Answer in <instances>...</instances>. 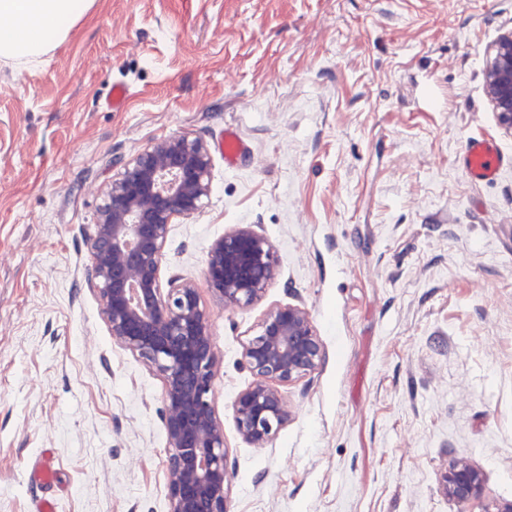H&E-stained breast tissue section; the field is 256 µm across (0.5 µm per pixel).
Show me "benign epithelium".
Wrapping results in <instances>:
<instances>
[{
  "mask_svg": "<svg viewBox=\"0 0 512 512\" xmlns=\"http://www.w3.org/2000/svg\"><path fill=\"white\" fill-rule=\"evenodd\" d=\"M484 85L500 127L512 136V29L492 46ZM210 168L198 138L177 132L153 142L107 184L88 240V281L112 339L163 382L169 512H227L230 474L224 425L213 405L219 360L210 313L193 284L171 280L165 288L161 281L170 224L200 209L211 189ZM206 273L224 307L245 306L263 297L279 258L267 237L242 224L210 245ZM241 355L254 381L235 398L236 429L243 442L264 448L288 424L279 386L312 375L324 347L309 311L288 303L264 315L242 341ZM442 489L468 512L483 497L484 477L456 460Z\"/></svg>",
  "mask_w": 512,
  "mask_h": 512,
  "instance_id": "7a95c632",
  "label": "benign epithelium"
}]
</instances>
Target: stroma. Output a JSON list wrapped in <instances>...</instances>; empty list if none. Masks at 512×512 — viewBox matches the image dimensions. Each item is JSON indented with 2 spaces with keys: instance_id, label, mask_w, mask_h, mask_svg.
<instances>
[{
  "instance_id": "stroma-1",
  "label": "stroma",
  "mask_w": 512,
  "mask_h": 512,
  "mask_svg": "<svg viewBox=\"0 0 512 512\" xmlns=\"http://www.w3.org/2000/svg\"><path fill=\"white\" fill-rule=\"evenodd\" d=\"M510 28L512 0H95L40 64L0 62V512H169L163 383L113 342L86 269L103 187L179 131L207 144L211 193L161 276L211 314L228 512H459L454 459L484 474L474 512L512 500V137L484 93ZM477 136L511 159L490 183L461 168ZM239 224L280 271L227 309L205 259ZM288 303L325 358L253 448L241 343ZM47 450L50 487L30 479Z\"/></svg>"
}]
</instances>
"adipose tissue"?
Listing matches in <instances>:
<instances>
[{
	"label": "adipose tissue",
	"instance_id": "adipose-tissue-1",
	"mask_svg": "<svg viewBox=\"0 0 512 512\" xmlns=\"http://www.w3.org/2000/svg\"><path fill=\"white\" fill-rule=\"evenodd\" d=\"M95 0H0V61L29 67L65 40Z\"/></svg>",
	"mask_w": 512,
	"mask_h": 512
}]
</instances>
